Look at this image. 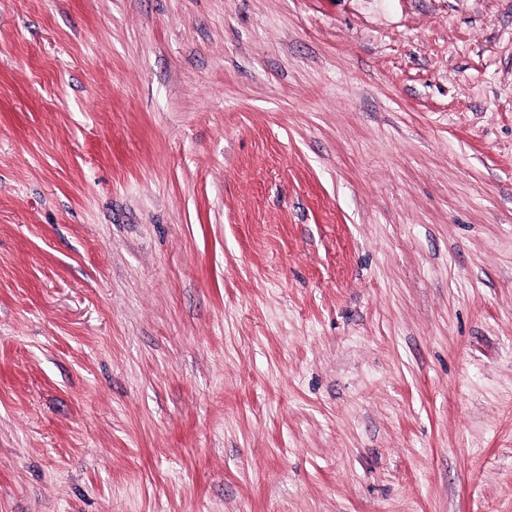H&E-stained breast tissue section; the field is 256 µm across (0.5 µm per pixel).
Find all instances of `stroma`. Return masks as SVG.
Wrapping results in <instances>:
<instances>
[{
	"label": "stroma",
	"mask_w": 512,
	"mask_h": 512,
	"mask_svg": "<svg viewBox=\"0 0 512 512\" xmlns=\"http://www.w3.org/2000/svg\"><path fill=\"white\" fill-rule=\"evenodd\" d=\"M0 512H512V0H0Z\"/></svg>",
	"instance_id": "stroma-1"
}]
</instances>
